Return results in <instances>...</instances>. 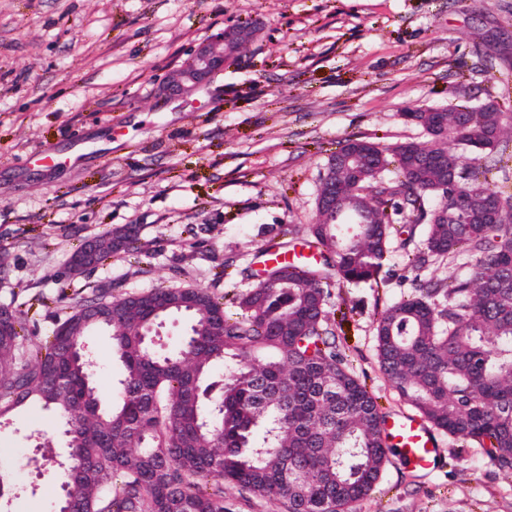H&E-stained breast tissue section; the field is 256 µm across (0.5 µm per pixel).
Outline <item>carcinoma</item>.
Here are the masks:
<instances>
[{"label":"carcinoma","instance_id":"1","mask_svg":"<svg viewBox=\"0 0 512 512\" xmlns=\"http://www.w3.org/2000/svg\"><path fill=\"white\" fill-rule=\"evenodd\" d=\"M403 116L429 139L391 149L357 140L336 150L326 164L336 169V221L317 214L306 241L312 259L282 263L271 255L284 243L269 246L266 277L233 298L240 316L190 288L90 300L112 310L108 330L123 366L110 405L76 353L103 329L86 319V308L24 357L23 321L0 307L8 313L0 326L10 331L0 336V415L36 400L73 427L68 453L55 460L59 512H226V484L287 512H348L367 496L388 462L382 416L336 351L326 299L333 277L379 278L403 213L425 222L416 266L464 253L475 263L379 314L381 370L429 423L490 448L498 468L512 469V225L466 223L490 196L511 215L512 195L448 150L450 141L474 153L498 149L512 138V113L455 105L443 132L434 112ZM357 149L378 173L392 170L387 188L375 192L338 165ZM440 152L448 153L446 185L422 164ZM179 303L192 311L174 309ZM177 314L205 329L161 356L143 342L144 323Z\"/></svg>","mask_w":512,"mask_h":512}]
</instances>
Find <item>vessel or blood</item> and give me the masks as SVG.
<instances>
[{
    "label": "vessel or blood",
    "mask_w": 512,
    "mask_h": 512,
    "mask_svg": "<svg viewBox=\"0 0 512 512\" xmlns=\"http://www.w3.org/2000/svg\"><path fill=\"white\" fill-rule=\"evenodd\" d=\"M383 427L394 442L393 454L401 465L419 470L434 469L441 450L426 424L412 415L384 420Z\"/></svg>",
    "instance_id": "vessel-or-blood-1"
}]
</instances>
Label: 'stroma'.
Here are the masks:
<instances>
[{
    "mask_svg": "<svg viewBox=\"0 0 512 512\" xmlns=\"http://www.w3.org/2000/svg\"><path fill=\"white\" fill-rule=\"evenodd\" d=\"M237 25L257 36L234 63L190 99L161 98L171 71ZM487 101L512 113V0H0V304L26 324L20 353L104 287L199 288L229 302L256 284L282 225L306 253L341 144L423 142L405 111ZM127 226L136 250L70 270L86 240ZM423 236L418 224L411 242L392 239L379 281L328 288L337 348L385 416L413 408L380 368L378 313L413 279L471 261L414 268ZM85 343L111 396L123 377L112 335ZM436 437L438 468L388 462L352 512H512V474L486 448ZM65 452L38 402L0 426V471L18 488L11 512H55L59 481L34 461Z\"/></svg>",
    "mask_w": 512,
    "mask_h": 512,
    "instance_id": "1",
    "label": "stroma"
}]
</instances>
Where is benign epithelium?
I'll list each match as a JSON object with an SVG mask.
<instances>
[{
    "label": "benign epithelium",
    "instance_id": "benign-epithelium-1",
    "mask_svg": "<svg viewBox=\"0 0 512 512\" xmlns=\"http://www.w3.org/2000/svg\"><path fill=\"white\" fill-rule=\"evenodd\" d=\"M256 29L247 26H232L213 36L197 48L190 63L173 72L168 77L164 93L182 98L190 97L204 82L237 58L242 46L252 41ZM319 197L320 209L331 216L336 214L335 174H323ZM126 230L120 229L105 236L91 238L84 246L73 253L69 260L70 269L82 272L97 265L98 257L108 251L121 249L126 244Z\"/></svg>",
    "mask_w": 512,
    "mask_h": 512
}]
</instances>
